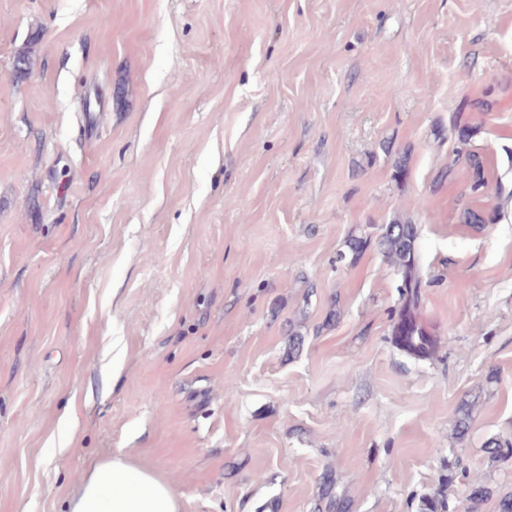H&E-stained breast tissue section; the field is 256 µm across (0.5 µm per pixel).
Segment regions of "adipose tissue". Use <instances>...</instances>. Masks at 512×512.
<instances>
[{
    "mask_svg": "<svg viewBox=\"0 0 512 512\" xmlns=\"http://www.w3.org/2000/svg\"><path fill=\"white\" fill-rule=\"evenodd\" d=\"M69 512H181L171 485L127 463L122 456L103 461L81 478Z\"/></svg>",
    "mask_w": 512,
    "mask_h": 512,
    "instance_id": "ef3b65f1",
    "label": "adipose tissue"
}]
</instances>
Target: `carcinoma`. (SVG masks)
<instances>
[{
    "instance_id": "obj_1",
    "label": "carcinoma",
    "mask_w": 512,
    "mask_h": 512,
    "mask_svg": "<svg viewBox=\"0 0 512 512\" xmlns=\"http://www.w3.org/2000/svg\"><path fill=\"white\" fill-rule=\"evenodd\" d=\"M419 237L417 225L404 223L385 224L380 229L378 246L400 275V306L392 327L395 344L418 356H432L436 342L417 321V308L421 300L422 279L415 261L416 241ZM476 400L464 401L458 408L456 434L464 437L468 431ZM320 498L317 512H347V505L333 492L334 480L325 474L320 482Z\"/></svg>"
}]
</instances>
